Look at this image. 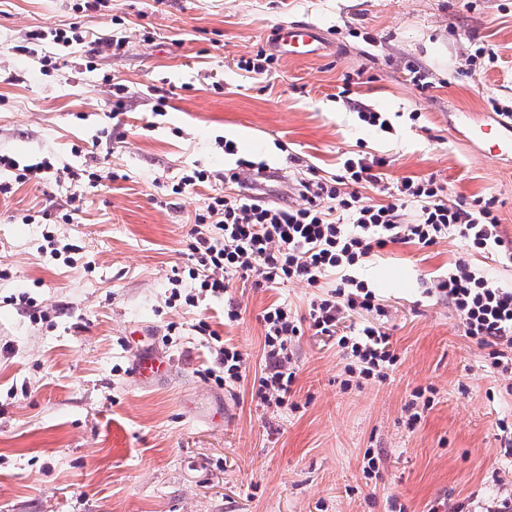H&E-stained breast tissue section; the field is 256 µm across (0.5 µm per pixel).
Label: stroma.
<instances>
[{
  "label": "stroma",
  "instance_id": "obj_1",
  "mask_svg": "<svg viewBox=\"0 0 512 512\" xmlns=\"http://www.w3.org/2000/svg\"><path fill=\"white\" fill-rule=\"evenodd\" d=\"M79 3L0 0V152L118 175L92 188L18 184L0 170L12 185L0 194V512H388L393 499L406 512H498L512 496V455L497 437L512 393L459 316L425 292L467 255L457 238L368 258L363 277L388 309L399 357L386 380L343 387L333 340L308 333L294 347L293 403L277 410L251 400L258 316L276 301L306 314L305 284L234 282L242 315L230 326L223 302L176 311L165 300L195 209L225 190V137L247 161L252 143L264 145L276 173L266 200L309 171L338 174L343 155L386 156V186L431 174L449 201L496 198L512 241V157L468 137L470 124L497 123L489 98L512 103V0H110L105 15ZM291 21L321 24L326 47L307 60L276 54L266 76L238 68L240 56L276 53L272 36ZM69 26L126 38V52L26 38ZM483 46L496 62H468ZM54 54L59 64H45ZM116 80L128 89L118 121ZM171 84L154 115L152 88ZM361 107L385 113L389 129L363 126ZM193 166L212 172L206 192L173 194ZM76 191L82 210L63 223L57 208ZM65 245L80 262L52 255ZM21 292L34 308L14 304ZM202 320L248 357L231 390L203 378L213 358L194 330ZM138 355L171 369L137 382ZM426 387L427 408L413 400Z\"/></svg>",
  "mask_w": 512,
  "mask_h": 512
}]
</instances>
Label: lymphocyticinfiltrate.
<instances>
[{
    "label": "lymphocytic infiltrate",
    "instance_id": "f902f5d3",
    "mask_svg": "<svg viewBox=\"0 0 512 512\" xmlns=\"http://www.w3.org/2000/svg\"><path fill=\"white\" fill-rule=\"evenodd\" d=\"M386 164L383 157L352 156L344 160L339 175L326 179L313 174L300 181L294 187L296 200L288 204L271 206L258 196L227 193L205 197L196 211L187 233L186 264L173 269L168 279L169 308L220 300L224 322L231 325L242 314L240 302L230 296L234 281L257 288L297 281L316 291L307 316H298L280 302L262 311L264 366L251 393L258 406L279 408L293 398L297 371L292 346L308 329L335 339L349 377L386 378L398 360L384 330L387 308L358 276L375 252L390 245L430 247L453 236L474 253H494L503 264L512 265V245L500 234L494 199L451 204L444 184L409 176L390 189L387 202L367 201L363 188L378 183V170ZM412 205L416 217L404 221L403 213ZM331 276L336 283L324 290ZM187 278L194 282L188 290L183 287ZM428 292L457 313L472 343L487 349L493 372L512 380V287L461 258L433 278ZM351 311L365 313L366 322L339 332ZM196 331L212 341L215 366L208 369V377L227 388L239 383L246 371L245 353L221 340L207 322H199Z\"/></svg>",
    "mask_w": 512,
    "mask_h": 512
}]
</instances>
